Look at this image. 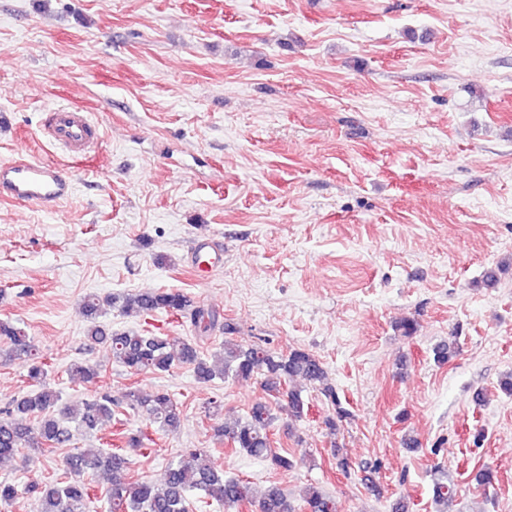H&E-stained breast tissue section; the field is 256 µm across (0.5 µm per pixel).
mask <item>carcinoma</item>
<instances>
[{
	"mask_svg": "<svg viewBox=\"0 0 512 512\" xmlns=\"http://www.w3.org/2000/svg\"><path fill=\"white\" fill-rule=\"evenodd\" d=\"M106 305L127 315L165 310L187 316L204 333H226L222 352L217 360L210 362L200 351V343L204 342L202 336L191 340L112 330L97 321ZM83 309L89 321L88 340L109 346L114 362L129 373H167L177 365H188L204 383L216 377L255 380L268 396L287 401V406L280 405L278 409L287 411L288 418L295 421L304 417L306 406L302 390L294 385L298 381L318 391L335 407V414L325 419L330 430H336L338 423L348 417L336 388L329 383L325 364L316 355L302 348L279 352L268 347L265 341L243 346L230 337L234 327L224 322L220 312L192 306L187 296L179 291L128 292L105 297L93 294L85 298ZM0 338L9 344L7 357L32 361L29 378L33 381V388L12 400L5 415L0 416L1 462L25 449L68 446L73 441V430L92 437L101 426L112 422L119 403L107 395L82 400L78 414L72 413L60 393L44 380V363L39 361L35 346L22 328L0 322ZM433 355L437 363H448L456 355L455 337L451 335L437 344ZM69 372L89 381L99 375L100 369L77 362L71 364ZM122 404L132 411L146 412L150 421L163 430L180 426L178 402L165 391L147 392L131 386L125 391ZM274 409L267 401L256 402L244 419L220 426L217 433L234 448L288 471L295 467L296 461L271 448L269 429L278 419ZM31 417L38 419L34 428L27 424ZM73 421L76 422L74 427L70 426ZM64 467L65 480L32 485L37 512H86L94 499L90 476L98 470L108 476L106 496L110 512H190L189 494L194 490L229 507L248 504L255 507L256 512H338L336 499L316 484L306 486L298 499L276 485L258 493L242 479L214 469L200 449L189 450L169 463L158 483L131 476V459L121 449L106 452L99 448H78L64 458ZM457 493L448 474H441L435 483V503L446 505ZM18 495L14 482L0 480L1 506L13 503Z\"/></svg>",
	"mask_w": 512,
	"mask_h": 512,
	"instance_id": "1",
	"label": "carcinoma"
}]
</instances>
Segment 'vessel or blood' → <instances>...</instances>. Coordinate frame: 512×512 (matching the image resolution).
<instances>
[{"label":"vessel or blood","mask_w":512,"mask_h":512,"mask_svg":"<svg viewBox=\"0 0 512 512\" xmlns=\"http://www.w3.org/2000/svg\"><path fill=\"white\" fill-rule=\"evenodd\" d=\"M41 133L54 147L75 160L91 158L101 145V131L88 112L80 107L58 106L45 111ZM75 191L72 176L57 164L34 157H20L0 164V192L22 204L45 209L70 199ZM194 271L207 279L224 265L222 249L209 241L195 244L192 251Z\"/></svg>","instance_id":"obj_1"}]
</instances>
